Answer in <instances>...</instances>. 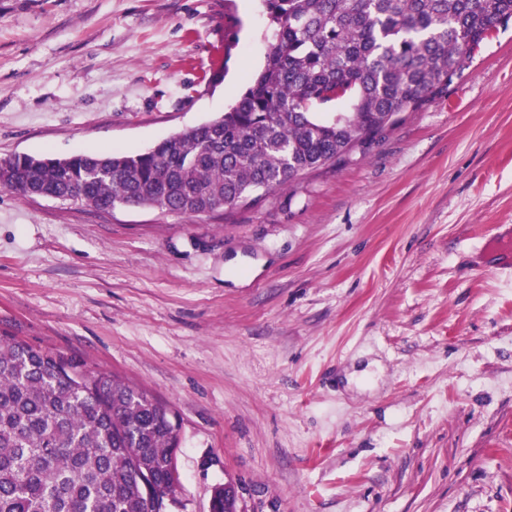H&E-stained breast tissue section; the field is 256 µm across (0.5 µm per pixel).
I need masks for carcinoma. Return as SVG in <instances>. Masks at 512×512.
Here are the masks:
<instances>
[{
    "instance_id": "1",
    "label": "carcinoma",
    "mask_w": 512,
    "mask_h": 512,
    "mask_svg": "<svg viewBox=\"0 0 512 512\" xmlns=\"http://www.w3.org/2000/svg\"><path fill=\"white\" fill-rule=\"evenodd\" d=\"M263 69L219 126L154 150L17 161L0 188L105 212L152 206L189 217L281 189L382 135L444 94L472 51L512 20V0H263ZM342 104L330 118L321 111ZM114 374L0 336V512H152L145 470L175 492L180 424Z\"/></svg>"
}]
</instances>
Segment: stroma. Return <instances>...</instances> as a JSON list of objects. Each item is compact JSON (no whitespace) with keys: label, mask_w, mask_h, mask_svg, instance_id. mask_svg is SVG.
Returning a JSON list of instances; mask_svg holds the SVG:
<instances>
[{"label":"stroma","mask_w":512,"mask_h":512,"mask_svg":"<svg viewBox=\"0 0 512 512\" xmlns=\"http://www.w3.org/2000/svg\"><path fill=\"white\" fill-rule=\"evenodd\" d=\"M262 0H0V156L144 152L264 66ZM512 21L448 90L257 205L0 188V335L181 423L171 512H512ZM223 487V493L219 491L213 500L211 512H226V508H224V498H226L230 504L228 509L230 512H242L239 506L241 501L239 483L233 478H227V480L224 481Z\"/></svg>","instance_id":"stroma-1"}]
</instances>
